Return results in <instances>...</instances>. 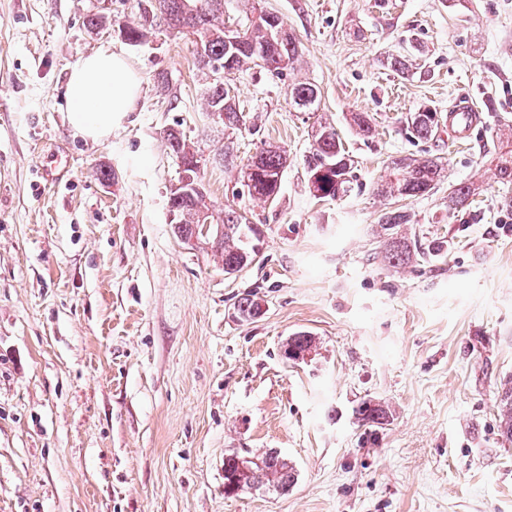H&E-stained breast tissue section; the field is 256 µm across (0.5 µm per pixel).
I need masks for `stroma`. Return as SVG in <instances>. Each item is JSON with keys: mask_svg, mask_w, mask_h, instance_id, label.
Returning <instances> with one entry per match:
<instances>
[{"mask_svg": "<svg viewBox=\"0 0 512 512\" xmlns=\"http://www.w3.org/2000/svg\"><path fill=\"white\" fill-rule=\"evenodd\" d=\"M152 0H0V512H512V439L499 428L512 383V0H224L246 29L279 16L302 54L286 75L248 63L233 76L246 127L206 116L184 35L138 46L87 29L89 13L144 23ZM142 78L121 130L93 143L66 118L67 79L100 46ZM412 55L401 77L385 60ZM168 76L158 87V72ZM305 80L315 112L289 103ZM473 101L467 143L405 121ZM367 114L370 138L351 118ZM355 160L352 191L320 200L306 161L318 123ZM202 156L205 202L245 212L264 244L225 274L168 222L178 166L164 132ZM286 150L276 201L249 196L240 169ZM233 157L212 165L222 147ZM434 156L445 172L420 198L376 196L392 160ZM109 180L98 176L100 168ZM473 185L464 214L448 186ZM448 255L390 267L381 216ZM262 304L244 322V292ZM309 333L307 361L282 357ZM390 419L369 439L354 410ZM275 450L297 470L287 493L224 491V457ZM320 91L310 82H295L288 85V100L295 110L315 112L320 104ZM439 122L437 111L431 107H424L413 113L408 127L417 139L429 140L436 135ZM356 413L360 416L358 419L361 425L368 427L382 428L389 418L387 409L382 404L372 401L361 403Z\"/></svg>", "mask_w": 512, "mask_h": 512, "instance_id": "obj_1", "label": "stroma"}]
</instances>
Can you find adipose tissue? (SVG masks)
Here are the masks:
<instances>
[{
  "instance_id": "adipose-tissue-1",
  "label": "adipose tissue",
  "mask_w": 512,
  "mask_h": 512,
  "mask_svg": "<svg viewBox=\"0 0 512 512\" xmlns=\"http://www.w3.org/2000/svg\"><path fill=\"white\" fill-rule=\"evenodd\" d=\"M67 90L73 134L97 142L126 123L140 96L141 77L123 54L104 45L72 68Z\"/></svg>"
}]
</instances>
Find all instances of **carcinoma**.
<instances>
[{"instance_id": "1", "label": "carcinoma", "mask_w": 512, "mask_h": 512, "mask_svg": "<svg viewBox=\"0 0 512 512\" xmlns=\"http://www.w3.org/2000/svg\"><path fill=\"white\" fill-rule=\"evenodd\" d=\"M152 17H156L168 28L194 36V58L197 69L205 76V98L207 110H221V124L226 129L238 130L244 124V115L237 109L235 96L230 94V81L214 78L213 63L224 67L227 75L239 71L243 65L252 63L269 72L281 74L293 67L299 56V44L288 34L281 39L272 37V22L278 16L260 12L252 18L244 30L246 42L231 47L224 41V0H154ZM90 30L118 26L127 35L132 45L141 43L148 34L146 26L134 27L118 18L92 13L84 18ZM288 100L299 112H315L320 104V91L310 82H295L288 85ZM409 128L420 140L433 138L439 128V116L435 109L424 107L410 117ZM166 147L179 161L188 165L198 161L197 154L189 146L182 132L171 128L164 136ZM314 150L307 163L310 190L324 200H334L346 195L351 189L354 161L343 142L330 124H319L314 135ZM286 151L270 146L262 149L241 168V178L248 194L266 200L278 196L282 176L287 167ZM444 164L439 157L421 159H396L392 161L393 178L381 185L377 192L383 196L398 194L407 198L430 194L439 184ZM472 190L464 183L448 187V209L461 211L468 202ZM168 206L179 212V236L190 240L202 238L201 218L209 214L204 203V194L195 189L178 196L168 197ZM222 234L212 237L211 251L215 259L224 266V273L239 272L251 265L261 252V232L257 225L238 210L227 207L224 216L218 218ZM407 223V215L397 209L382 216L384 258L391 266L409 262H427L443 252L440 242H429L426 246L411 249L403 237L395 236L396 228ZM235 310L240 319L251 321L262 313L255 295L247 292L239 298ZM314 338L299 332L288 337L284 352H308L314 349ZM500 428L506 437L512 438V388L506 389L501 399ZM359 422L363 426L381 427L389 418L387 409L380 403L363 402L357 408ZM297 480L295 467L279 452L269 450L257 458L249 471L241 469L238 455L230 453L224 457V486L236 485L244 489L272 490L276 493L288 491Z\"/></svg>"}]
</instances>
